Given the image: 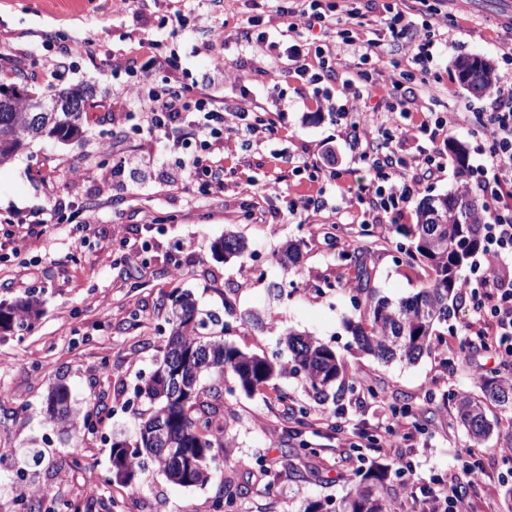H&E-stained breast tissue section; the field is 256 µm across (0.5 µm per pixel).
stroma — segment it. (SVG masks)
<instances>
[{
	"label": "stroma",
	"mask_w": 512,
	"mask_h": 512,
	"mask_svg": "<svg viewBox=\"0 0 512 512\" xmlns=\"http://www.w3.org/2000/svg\"><path fill=\"white\" fill-rule=\"evenodd\" d=\"M274 10L273 0H0V84L47 96L77 87L91 93L82 137L34 142L0 165V302L32 296L40 309L31 329L0 330V391L8 394L0 399V512H68L71 503L108 512L114 501L123 512H213L227 477L243 489L239 512H304L308 503L345 495L361 458L375 455L370 448L337 450L335 431L314 419L376 436L395 413L405 422L396 452L412 466L411 476L393 481L399 512H424L417 487L459 471L470 452L486 477L461 512H512V485L499 480L512 460L500 453L497 437L478 445L449 427L443 404L447 393L475 392L472 366L486 360L479 350L472 364L459 357L471 336L468 302H459L448 321L447 345L413 364L379 363L353 340L349 324L358 313L340 258L344 245L363 249L374 287L395 301L412 296L430 270L408 260L410 242L397 225L372 223L357 196L369 168L335 113L318 108L311 88L281 71L267 49L213 42V32L230 35L248 16ZM176 11L187 20L181 37L171 36L168 24ZM367 19L363 38L381 42L368 69L406 64L407 48L392 39L380 12ZM511 20L512 0H471L456 18V34L434 51L435 79L413 85L419 105L470 113L450 138L465 146L472 166L485 144L475 114L486 100L457 86L454 62L483 56L507 76L497 46L512 34ZM159 54L175 55V75L205 83L226 107H263L275 124L251 135L226 126L228 147L215 154L223 192L185 184L181 151L157 161L160 145L138 130V117L112 111L127 68ZM221 56L231 67L244 63L246 85L215 77ZM275 179L277 195L263 196L260 185ZM309 196L320 197L321 212L304 209ZM75 211L88 224H69ZM21 219L28 233L19 238ZM230 231L247 250L227 260L213 245ZM290 240L302 241L303 256L285 268L274 255ZM176 290L219 314L232 305L226 339L244 351H284L291 333L328 344L379 398L348 391L320 402L301 376L287 372L255 393L226 396L231 445L208 485H174L153 466L132 485L110 483L112 444L136 437L134 414L146 402L135 388L156 366ZM56 383L68 386L73 407L97 397L96 433L48 423L45 398ZM302 442L316 455L295 454ZM88 471L100 486L92 495L83 482ZM38 485L53 487L55 496L31 498Z\"/></svg>",
	"instance_id": "1"
}]
</instances>
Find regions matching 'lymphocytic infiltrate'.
Segmentation results:
<instances>
[{
  "mask_svg": "<svg viewBox=\"0 0 512 512\" xmlns=\"http://www.w3.org/2000/svg\"><path fill=\"white\" fill-rule=\"evenodd\" d=\"M384 11L393 15L390 31L410 46L409 69L387 70L384 79L359 72L364 94L374 95L385 89L384 111L397 121L395 131H383L380 149L363 152L371 177L358 190L373 204L374 223L400 214L404 203L416 192L414 182L405 176L407 166L434 173L442 170L448 158L443 146L449 133L458 126L463 115L429 110L420 122H411L414 98L410 83L414 78H428L431 50L441 30L448 24L441 10L430 11L427 19L415 22L404 13L394 12L392 4ZM285 20L282 27L263 29L262 19L251 16L243 35L247 41L265 45L274 51L283 71L294 72L305 85L314 86L336 76L337 53L327 44H310L303 30H318L321 36H335L340 44H360L365 53L376 52L379 43L360 40V14L356 9L333 16L323 9L320 0H283L279 9ZM318 59L317 70L306 64L308 54ZM169 58L154 56L148 68L142 69L129 85L130 106L143 114L147 128L156 136L172 139L175 148L184 150L182 178L188 182L202 181L205 190L223 188V170L212 161L215 150L224 146V122L234 116L240 130L252 133L264 126L262 116L243 107L226 114L223 103L211 99L196 83L170 77ZM489 103L480 114V125L486 136L483 160L476 167L477 187L486 200L490 220L483 226L482 255L484 262L463 279V294L471 306V316L478 329L482 346L491 348L496 361H512V82L496 86L488 95ZM415 142L416 154L403 159L392 149L393 140ZM482 463L462 467L460 472L440 482L429 495V512H459L471 489L483 484Z\"/></svg>",
  "mask_w": 512,
  "mask_h": 512,
  "instance_id": "obj_1",
  "label": "lymphocytic infiltrate"
}]
</instances>
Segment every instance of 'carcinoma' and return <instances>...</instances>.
<instances>
[{
  "label": "carcinoma",
  "instance_id": "1",
  "mask_svg": "<svg viewBox=\"0 0 512 512\" xmlns=\"http://www.w3.org/2000/svg\"><path fill=\"white\" fill-rule=\"evenodd\" d=\"M494 67L485 61L473 69L461 86L485 94L497 77ZM84 113L52 112L50 118L36 120L32 112H0V164L11 160L33 142L45 138L68 141L82 133ZM448 156L460 171L467 170V154L460 143H448ZM485 203L467 190L457 189L446 195L429 196L417 207V222L398 229L412 239L409 257L430 268L432 274L410 298L394 302L378 296L371 286V276L363 251L356 247L341 252L347 261L358 320L349 329L358 347L378 360L390 363H414L438 350L446 339L440 327L461 300L462 270L476 254L484 224ZM224 259L243 255L245 245L238 235L227 233L214 244ZM301 256V243L286 242L278 253L283 264L295 265ZM180 307L171 308L167 324L170 333L162 349L157 368L137 389L145 395L150 407L136 414L139 428L147 429L154 421L163 422L172 436L173 450L161 451L137 436L132 443H112V476L123 484L133 481L136 472L150 462L173 483L182 487H203L211 479L219 454L227 447V422L224 392L201 384L205 376L223 380L232 375L238 388L252 394L286 370L303 376L313 396L324 401L355 390V378H346V367L336 351L310 336L288 334V360L266 358L242 351L227 342V322L219 323L213 314L206 316L188 293L177 296ZM37 315V301L28 297L12 304H0V328L26 329ZM181 353L183 374L188 376L189 392H177L160 375V368L173 353ZM479 393L446 395L456 410L455 421L466 428L470 438L480 443L494 428L487 408L512 406V362L503 363L495 376L477 379ZM49 418L74 427L88 428L92 416L89 408H73L69 391L63 384L52 387L49 396ZM389 468L377 464L351 478V487L338 501L309 504L304 512H395L391 495ZM243 495L240 486L226 478L218 487L214 512H238L237 500Z\"/></svg>",
  "mask_w": 512,
  "mask_h": 512
}]
</instances>
